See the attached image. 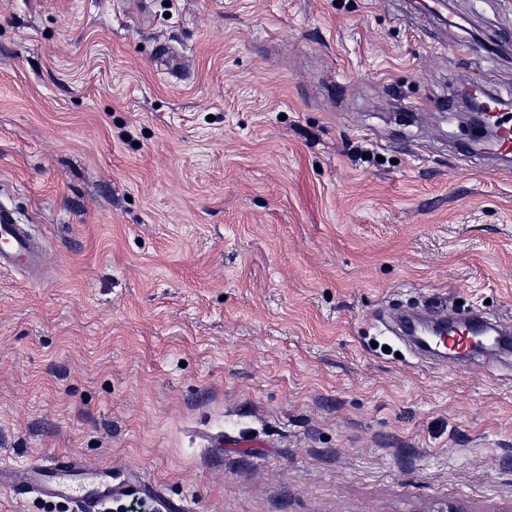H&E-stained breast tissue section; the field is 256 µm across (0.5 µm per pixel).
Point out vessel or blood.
<instances>
[{
    "instance_id": "b4317fda",
    "label": "vessel or blood",
    "mask_w": 512,
    "mask_h": 512,
    "mask_svg": "<svg viewBox=\"0 0 512 512\" xmlns=\"http://www.w3.org/2000/svg\"><path fill=\"white\" fill-rule=\"evenodd\" d=\"M491 120L498 127L497 154L512 156V114L496 109L494 100H487ZM44 251L27 225L18 223L11 210L0 207V271L15 270L30 276L43 266ZM467 332H456L447 338L450 355L463 352L469 334H489L498 341L499 352L512 351V331L485 319L474 310L466 318ZM0 487L14 490L16 496L34 493L47 498H59L71 505V512H97L107 499L132 496L158 498L155 485L143 479L113 482L110 475L87 476L79 460L59 454L31 463L25 474L7 462L0 463Z\"/></svg>"
}]
</instances>
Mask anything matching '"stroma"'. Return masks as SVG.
<instances>
[{
  "label": "stroma",
  "instance_id": "obj_1",
  "mask_svg": "<svg viewBox=\"0 0 512 512\" xmlns=\"http://www.w3.org/2000/svg\"><path fill=\"white\" fill-rule=\"evenodd\" d=\"M449 5L0 0V204L48 263L0 272V461L193 512H512V361L392 330L512 324V165L456 154L453 103L512 100V0Z\"/></svg>",
  "mask_w": 512,
  "mask_h": 512
}]
</instances>
